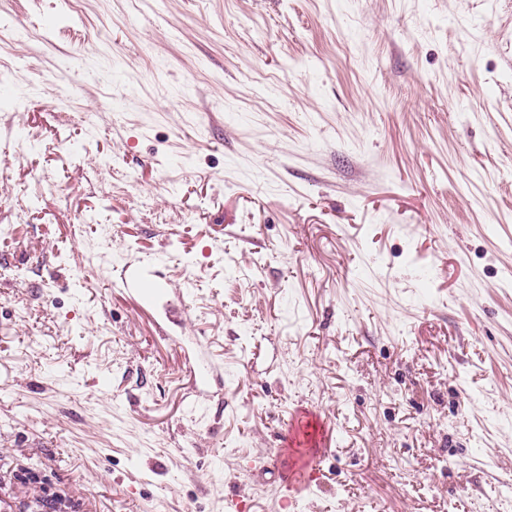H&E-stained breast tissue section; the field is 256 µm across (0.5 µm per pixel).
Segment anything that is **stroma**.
Wrapping results in <instances>:
<instances>
[{
    "instance_id": "35a3bbf8",
    "label": "stroma",
    "mask_w": 512,
    "mask_h": 512,
    "mask_svg": "<svg viewBox=\"0 0 512 512\" xmlns=\"http://www.w3.org/2000/svg\"><path fill=\"white\" fill-rule=\"evenodd\" d=\"M0 37L15 512H512V0H0ZM123 286L130 289L131 292L135 293L143 302L153 303L158 298L169 293V288H165L142 273H139L136 279L123 280ZM313 424L314 420L311 416L302 415L298 412L292 417L294 431L293 439L295 446L305 447L310 445L313 433Z\"/></svg>"
}]
</instances>
